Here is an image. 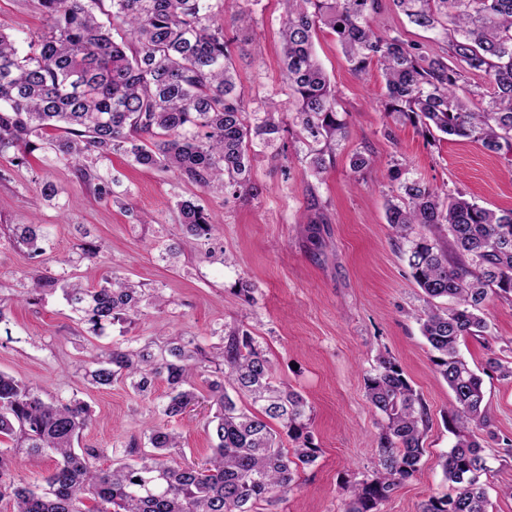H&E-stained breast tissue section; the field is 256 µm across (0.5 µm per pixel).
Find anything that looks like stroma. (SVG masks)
<instances>
[{
  "instance_id": "stroma-1",
  "label": "stroma",
  "mask_w": 512,
  "mask_h": 512,
  "mask_svg": "<svg viewBox=\"0 0 512 512\" xmlns=\"http://www.w3.org/2000/svg\"><path fill=\"white\" fill-rule=\"evenodd\" d=\"M282 12L279 0H260L252 22L236 30L233 63L248 109L271 102L280 112L289 110L281 91ZM374 24L380 33L426 47L436 38L410 24L392 0ZM43 25L36 0H0L1 31L19 37ZM315 49L349 129L322 178L308 173L307 148L292 132L284 136L281 156L258 148L251 189L229 201L222 192L203 191L174 172L135 166L120 155L97 164L112 188L102 199L51 150L34 151L19 167L0 157V324L12 336L0 346V370L37 386L43 398L85 401L92 424L82 442L102 449L99 465L106 468L112 449L166 421L158 407L167 385L156 381L145 396L119 382L91 385L84 377L91 357L117 340L136 347L186 336L208 348L219 343L226 326L242 325L266 350L276 377L307 399L319 449L316 462L299 470L296 485L272 512H343L347 483L370 474L378 461L379 417L366 398L364 378L378 354L390 355L426 403L430 424L418 472L381 510L419 512L430 497L449 491L442 463L455 442L446 419L452 393L420 331L425 301L402 255L404 243L386 222L387 201L398 193L391 172L397 168L431 187L460 190L485 207L508 209L512 163L475 143L434 141L413 125L393 126L383 109L378 69L352 71L336 37L325 30L318 32ZM357 152L370 156L373 167L354 172L350 159ZM45 179L61 190L50 202L39 192ZM189 199L220 217L215 242L226 262L207 257L204 246L183 235L177 204ZM31 222L50 230L44 255L5 236L8 225ZM174 240L182 248L179 260H162L163 246ZM88 241L98 248L90 263L79 259ZM111 273L146 291L142 314L126 332L114 325L94 335L58 289L32 303L20 298L33 274L95 283ZM242 279L254 287L253 303L237 292ZM157 290L166 299L160 307L152 298ZM484 313L489 335L466 338L459 351L483 381L490 417L492 434L483 440L491 467L489 512H512V497L503 493L512 487V455L503 450L504 440L512 439V381L487 365L493 356L512 359V302L491 300ZM208 415L202 401L171 421L181 434L173 451L179 461L210 455Z\"/></svg>"
}]
</instances>
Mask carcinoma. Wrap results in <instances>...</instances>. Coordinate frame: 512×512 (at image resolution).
<instances>
[{"mask_svg": "<svg viewBox=\"0 0 512 512\" xmlns=\"http://www.w3.org/2000/svg\"><path fill=\"white\" fill-rule=\"evenodd\" d=\"M37 0L44 27L25 38L28 50L0 30V157L19 164L46 142L69 161L79 183L102 198L109 182L96 163L114 154L144 168L172 170L199 188L233 197L251 184L250 146L272 148L285 129L279 113L247 110L232 66L234 39L218 22L224 0ZM283 83L294 99L293 123L309 146V172L319 177L325 154L349 136L337 95L315 49L317 30L335 34L357 73L376 65L385 81L384 110L396 123L471 140L512 156V0H392L416 27L439 32L427 51L401 35H381L373 19L383 0H281ZM478 77L474 84L471 77ZM399 181L400 202L386 220L407 243L404 259L428 308L419 317L437 373L453 394L448 431L456 442L443 461L451 492L431 497L421 512H488L482 477L490 471L476 432L489 426L482 379L460 356L467 336H484L485 302L512 301V208L492 210L460 192ZM180 224L203 242L217 221L204 207L178 204ZM13 239L42 255L38 224H16ZM60 288L73 312L98 333L132 325L142 294L112 275L99 287L36 274L30 292ZM446 298L442 308L433 300ZM201 376L215 408V445L202 465L177 462L168 450L180 434L155 425L145 434L150 453L131 439L123 457L103 469L100 452L77 448L91 415L76 398L46 401L33 385L0 372V501L12 512H262L292 490L299 466L318 458L305 398L275 378L264 348L242 326L224 329L222 346L208 352L175 337L162 345L112 348L85 370L92 385L120 381L151 393L158 378L169 393L161 413L173 418L198 400ZM366 397L380 417L378 467L348 487L345 512H380L418 470L429 428L426 404L396 360L381 355L365 380ZM249 400L240 407L230 392ZM294 443L284 447L273 424ZM56 457L41 483H4L19 457L31 465ZM94 505L81 508L84 500Z\"/></svg>", "mask_w": 512, "mask_h": 512, "instance_id": "1", "label": "carcinoma"}]
</instances>
